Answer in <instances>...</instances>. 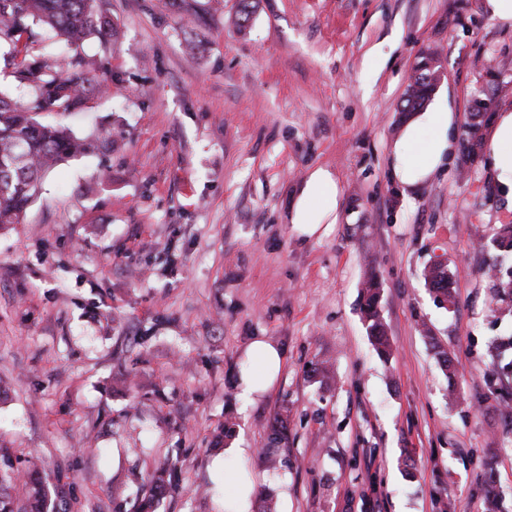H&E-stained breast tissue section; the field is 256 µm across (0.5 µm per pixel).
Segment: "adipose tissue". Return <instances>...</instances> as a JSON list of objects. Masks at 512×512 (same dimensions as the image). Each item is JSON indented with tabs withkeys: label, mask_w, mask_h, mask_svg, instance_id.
<instances>
[{
	"label": "adipose tissue",
	"mask_w": 512,
	"mask_h": 512,
	"mask_svg": "<svg viewBox=\"0 0 512 512\" xmlns=\"http://www.w3.org/2000/svg\"><path fill=\"white\" fill-rule=\"evenodd\" d=\"M459 115L451 101L436 100L421 112L410 113L392 142L388 169L405 199L432 181L451 162ZM496 180L512 189V109L496 112L488 143ZM341 188L326 168L312 170L298 188L289 222L302 237L318 236L323 225L336 223ZM283 367L279 348L266 338L254 339L245 350L240 396L246 403L261 399L274 387Z\"/></svg>",
	"instance_id": "1"
}]
</instances>
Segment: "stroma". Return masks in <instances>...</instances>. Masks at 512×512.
I'll list each match as a JSON object with an SVG mask.
<instances>
[{
    "label": "stroma",
    "instance_id": "obj_1",
    "mask_svg": "<svg viewBox=\"0 0 512 512\" xmlns=\"http://www.w3.org/2000/svg\"><path fill=\"white\" fill-rule=\"evenodd\" d=\"M100 5L118 33L83 53L111 98L38 118L111 133L112 148L60 162L23 222L0 228V450L14 473L36 456L69 512H136L131 472L172 460L179 488L156 512H223L212 462L247 448L225 459L255 476V512L268 496L278 512H480L489 471L512 512V402L488 356L512 331V301L493 297L512 252L492 244L512 192L482 147L410 204L387 167L420 50L440 55L435 92L458 132L475 99L512 107V26L484 0H257L241 32L238 0ZM318 167L341 185L339 219L305 239L288 215ZM436 261L449 307L424 283ZM369 271L386 358L363 314ZM259 336L284 367L248 404L238 375Z\"/></svg>",
    "mask_w": 512,
    "mask_h": 512
}]
</instances>
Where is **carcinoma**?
I'll list each match as a JSON object with an SVG mask.
<instances>
[{"label":"carcinoma","instance_id":"cac0c4a2","mask_svg":"<svg viewBox=\"0 0 512 512\" xmlns=\"http://www.w3.org/2000/svg\"><path fill=\"white\" fill-rule=\"evenodd\" d=\"M96 0H0V43L8 45L3 56L5 65L13 69L19 85L34 96L26 105L0 92V226L19 224L37 198L42 179L59 161L89 154L107 147L109 137L98 135L81 138L63 126L40 122V110L63 109L71 112L83 105L89 96L109 87L108 79L91 59L79 54L54 65L34 51L33 28L43 26L70 48L76 50L93 36L112 35L113 24L98 13ZM256 8V0H239L234 25L240 31L248 27ZM430 83L426 73L414 72L402 111L416 112L430 99ZM429 288L454 304V291L448 275L434 264L425 271ZM363 312L377 350L390 355V345L379 310L380 284L374 273L363 283ZM512 336H503L490 351L493 372L499 377L512 376V360L507 352ZM176 466L156 471L147 485L149 495L140 504V512H154L155 503L176 486ZM13 476L0 472V512H55L51 493L38 469L27 473L29 496L20 504L11 495ZM481 512H501V500L494 490L493 476L485 482Z\"/></svg>","mask_w":512,"mask_h":512}]
</instances>
